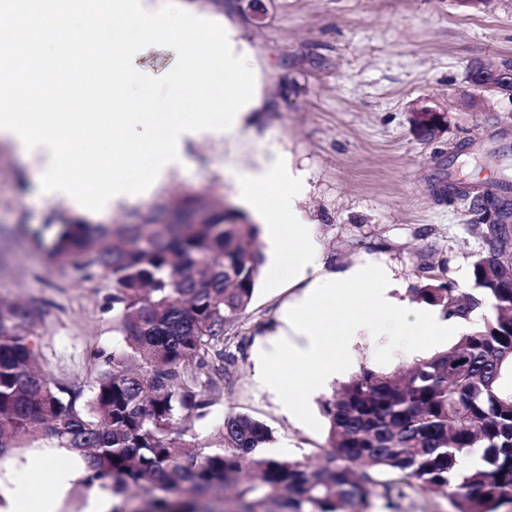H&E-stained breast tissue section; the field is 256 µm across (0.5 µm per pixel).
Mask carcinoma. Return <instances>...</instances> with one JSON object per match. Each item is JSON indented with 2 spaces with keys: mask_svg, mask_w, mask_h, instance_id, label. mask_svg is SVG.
Segmentation results:
<instances>
[{
  "mask_svg": "<svg viewBox=\"0 0 512 512\" xmlns=\"http://www.w3.org/2000/svg\"><path fill=\"white\" fill-rule=\"evenodd\" d=\"M492 191L470 197L489 225L473 264L474 288L426 285L419 296L464 320L492 303L494 316L446 352L393 372L364 369L323 402L326 464L262 456L273 432L248 415L224 419L202 444L201 392L224 379L226 328L250 305L261 275L258 228L206 194L185 197L174 216L151 205L125 224L57 225L49 256L86 278L112 283L122 353L94 354L84 384L40 369L34 306L0 302V458L23 442L76 453L83 482L124 501L148 495L155 512H210L231 486L234 512H366L371 492L390 502L404 490L446 496L454 512L512 506V254L508 228L491 219ZM203 209L207 218H190Z\"/></svg>",
  "mask_w": 512,
  "mask_h": 512,
  "instance_id": "carcinoma-1",
  "label": "carcinoma"
}]
</instances>
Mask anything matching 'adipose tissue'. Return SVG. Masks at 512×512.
Segmentation results:
<instances>
[{
  "label": "adipose tissue",
  "mask_w": 512,
  "mask_h": 512,
  "mask_svg": "<svg viewBox=\"0 0 512 512\" xmlns=\"http://www.w3.org/2000/svg\"><path fill=\"white\" fill-rule=\"evenodd\" d=\"M237 195L264 226L273 281L298 286L288 305L284 329L273 333L255 353V381L264 392L285 398L284 412L300 416L298 396L312 395L348 369L352 346L364 336H445L465 327L459 318L432 307L412 308L396 300L392 271L384 264L328 271L313 226L299 203L307 175L273 159L234 175ZM288 363L295 376L282 378L275 368ZM53 494L34 499L22 472L0 490V512H57L76 476L73 467L42 459Z\"/></svg>",
  "instance_id": "1"
}]
</instances>
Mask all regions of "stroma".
I'll use <instances>...</instances> for the list:
<instances>
[{"instance_id": "stroma-1", "label": "stroma", "mask_w": 512, "mask_h": 512, "mask_svg": "<svg viewBox=\"0 0 512 512\" xmlns=\"http://www.w3.org/2000/svg\"><path fill=\"white\" fill-rule=\"evenodd\" d=\"M173 2L235 29L252 51L262 107L235 139L218 134L189 143L183 169L150 200L126 203L95 223H124L150 201L170 209L193 193L239 208L228 168L288 157L308 173L301 207L329 267L385 263L396 297L411 306L420 305L417 290L429 283L472 288L487 228L474 223L467 201L449 199L448 187L482 188L490 179L512 185V155L497 151L512 144V96L483 93L477 111L462 108L460 97L472 89V61L512 58V0H493L484 12L458 0ZM417 101L448 114V126L433 139L410 122ZM38 166L0 138V300L39 308L34 332L43 373L81 382L93 353L112 355L124 342L113 329L111 284L82 279L47 255L50 221L71 210L38 191ZM293 294L287 285L259 280L251 304L227 330V374L195 433L199 441L213 440L226 416L245 414L271 428L267 455L316 467L324 462L328 430L321 402L341 380L308 401L304 424L289 419L281 399L254 380L252 350L279 326ZM436 350L423 336L410 350L367 341L357 346L348 373L391 372Z\"/></svg>"}]
</instances>
